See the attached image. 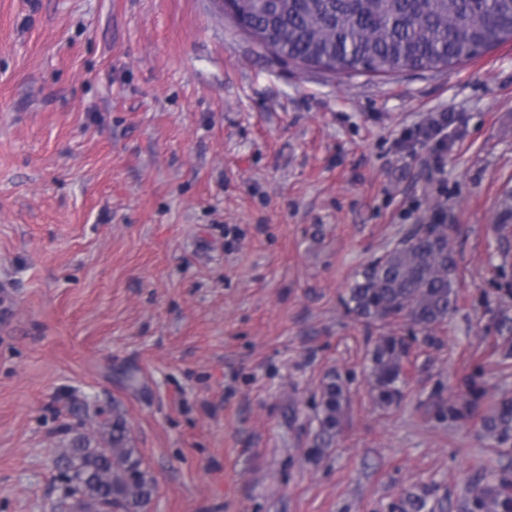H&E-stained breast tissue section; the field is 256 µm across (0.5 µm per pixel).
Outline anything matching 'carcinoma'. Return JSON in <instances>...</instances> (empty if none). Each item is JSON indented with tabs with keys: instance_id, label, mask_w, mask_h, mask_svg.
I'll return each mask as SVG.
<instances>
[{
	"instance_id": "carcinoma-1",
	"label": "carcinoma",
	"mask_w": 512,
	"mask_h": 512,
	"mask_svg": "<svg viewBox=\"0 0 512 512\" xmlns=\"http://www.w3.org/2000/svg\"><path fill=\"white\" fill-rule=\"evenodd\" d=\"M224 13L273 55L331 73L390 76L404 69H441L512 41V0H226ZM457 266L448 225L416 224L355 277L346 301L359 319L407 318L428 329L448 318L457 303ZM403 341L380 337L371 377L380 402L399 392ZM341 387L322 397V431L336 432ZM498 443L512 440V400L502 401L485 424ZM57 479L80 512H145L154 481L121 414L112 416L109 439L91 446L82 435L54 460ZM465 512H512V476L497 472L475 484Z\"/></svg>"
}]
</instances>
